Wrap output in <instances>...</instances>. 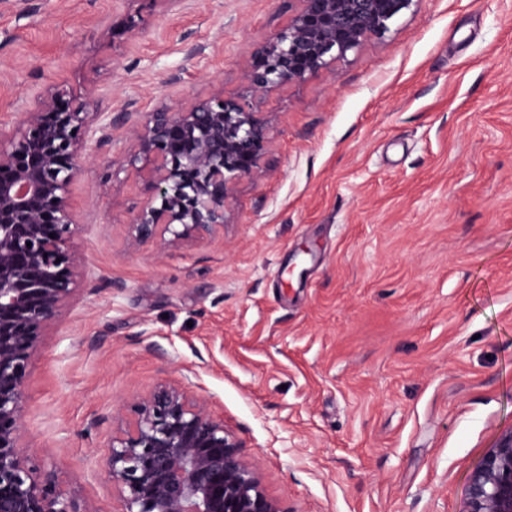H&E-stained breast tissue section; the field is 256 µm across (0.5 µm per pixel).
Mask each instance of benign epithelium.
I'll return each instance as SVG.
<instances>
[{"label": "benign epithelium", "instance_id": "benign-epithelium-1", "mask_svg": "<svg viewBox=\"0 0 512 512\" xmlns=\"http://www.w3.org/2000/svg\"><path fill=\"white\" fill-rule=\"evenodd\" d=\"M298 2L288 25L244 70L255 96L302 82L383 37L418 0ZM144 25L140 13H129L112 31ZM129 116L90 112L53 88L14 125H0V512H87L51 475L33 473L21 452L31 355L79 289L70 192L80 169L113 129L127 128L137 150L113 155L109 167L142 162L153 172L152 198L132 222V252L152 242L161 253L213 236L224 228L235 182L264 176L270 130L243 97L158 108L140 124ZM132 407L134 416L120 418L112 433L105 462L122 490L123 512H286L207 399L164 384ZM465 497V512H512V427L484 454Z\"/></svg>", "mask_w": 512, "mask_h": 512}]
</instances>
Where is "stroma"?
Returning a JSON list of instances; mask_svg holds the SVG:
<instances>
[{
    "mask_svg": "<svg viewBox=\"0 0 512 512\" xmlns=\"http://www.w3.org/2000/svg\"><path fill=\"white\" fill-rule=\"evenodd\" d=\"M296 0H0V122L57 86L135 120L245 91ZM140 10L139 33L99 19ZM272 137L224 230L130 252L151 194L112 133L71 187L81 288L42 336L22 450L88 512L114 413L212 401L287 512H464L512 426V0H418L334 71L251 98Z\"/></svg>",
    "mask_w": 512,
    "mask_h": 512,
    "instance_id": "obj_1",
    "label": "stroma"
}]
</instances>
